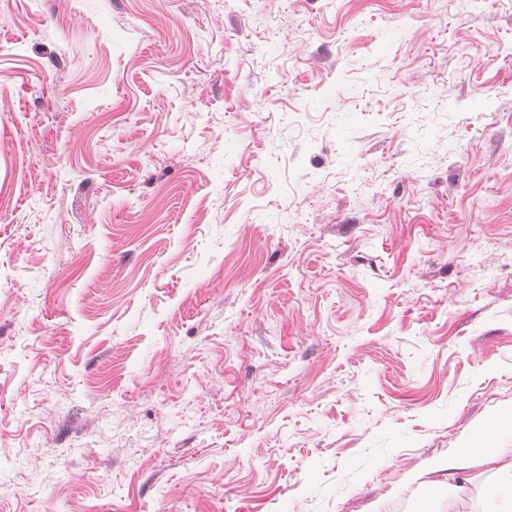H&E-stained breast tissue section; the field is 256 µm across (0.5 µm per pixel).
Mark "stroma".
Segmentation results:
<instances>
[{"label":"stroma","instance_id":"stroma-1","mask_svg":"<svg viewBox=\"0 0 512 512\" xmlns=\"http://www.w3.org/2000/svg\"><path fill=\"white\" fill-rule=\"evenodd\" d=\"M512 0H0V512H493ZM512 430V413L508 421L501 419H492L487 427L486 434L476 440L468 441L467 445L458 448L456 462L464 464L474 451L481 453L484 464L490 466V469L500 472L499 483L492 488L491 495L499 502L500 510L498 512L512 511V465H502L501 448L493 445L492 437L502 429Z\"/></svg>","mask_w":512,"mask_h":512}]
</instances>
